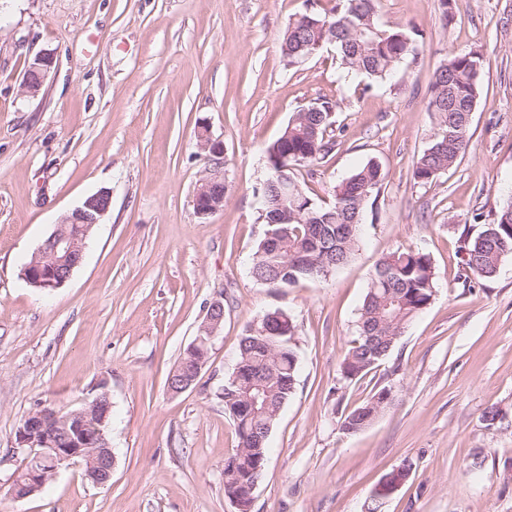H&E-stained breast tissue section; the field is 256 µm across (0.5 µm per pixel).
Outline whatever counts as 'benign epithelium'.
Segmentation results:
<instances>
[{"label": "benign epithelium", "mask_w": 512, "mask_h": 512, "mask_svg": "<svg viewBox=\"0 0 512 512\" xmlns=\"http://www.w3.org/2000/svg\"><path fill=\"white\" fill-rule=\"evenodd\" d=\"M53 64L49 54L37 56L29 65L24 87L30 93H36ZM203 146L215 158L216 170L200 180L193 204L196 212L202 216L213 215L224 207V145L213 141L207 134H200ZM112 203L111 193L100 190L85 199L83 204L65 215L56 224L49 240L39 246L33 255V261L26 266L24 277L33 286L56 289L64 285L73 271L83 261L84 241L88 231L109 211ZM224 319V303L216 300L210 305L209 317L201 324L198 335L188 346V350L205 348L216 335ZM205 364L195 365L192 371L179 379L169 378L168 387L174 393L189 389L200 375ZM111 410L108 394L95 399L91 408H81L64 415L47 407L29 414L17 429L16 442L26 455L36 456L42 461L38 468H30L15 478L11 489L18 498L28 497L40 491L59 468L75 460L85 464L86 475L97 484H105L112 477L114 455L103 425ZM99 422L89 423L91 416ZM409 471L401 466L387 474L373 498L380 502L401 485Z\"/></svg>", "instance_id": "obj_1"}]
</instances>
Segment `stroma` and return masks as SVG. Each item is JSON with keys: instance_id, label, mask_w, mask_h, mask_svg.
Returning a JSON list of instances; mask_svg holds the SVG:
<instances>
[{"instance_id": "35a3bbf8", "label": "stroma", "mask_w": 512, "mask_h": 512, "mask_svg": "<svg viewBox=\"0 0 512 512\" xmlns=\"http://www.w3.org/2000/svg\"><path fill=\"white\" fill-rule=\"evenodd\" d=\"M330 0H0V512H238L224 460L238 447L219 389L245 328L273 307L295 325L296 389L268 437L251 512H365L383 477L408 465L383 512H512V256L492 278L461 279L459 250L512 196V0H379L378 17L408 30L416 60L386 79L346 76L335 51L287 66L290 18ZM483 58L470 141L430 184L412 175L439 131L427 109L439 65ZM53 65L23 87L40 54ZM336 105L334 144L297 178L317 201L369 159L386 173L360 249L324 279L288 288L250 266L266 148L294 112ZM224 144V207L199 216L196 188L213 161L198 134ZM106 189L112 205L83 263L60 288L31 286L23 268L59 219ZM429 255L432 303L362 377L343 358L376 262ZM224 324L195 384L168 379L209 303ZM390 403L364 428L345 414L381 388ZM112 402L111 480L81 464L14 497L31 412ZM499 408L486 427L482 416ZM52 64V58L47 53L41 54L33 60L24 79V87L28 92L33 94L38 92Z\"/></svg>"}]
</instances>
